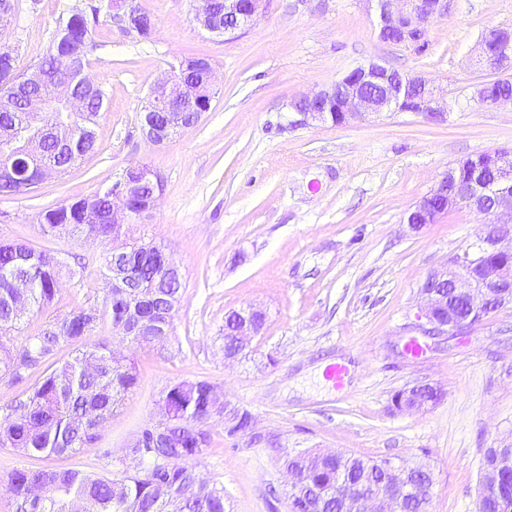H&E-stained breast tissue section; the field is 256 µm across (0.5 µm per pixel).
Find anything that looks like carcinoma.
I'll list each match as a JSON object with an SVG mask.
<instances>
[{
  "label": "carcinoma",
  "instance_id": "obj_1",
  "mask_svg": "<svg viewBox=\"0 0 512 512\" xmlns=\"http://www.w3.org/2000/svg\"><path fill=\"white\" fill-rule=\"evenodd\" d=\"M112 18V0L92 4L89 11L59 19L49 50L40 61L46 68L63 70L74 50L88 57L92 26L100 14ZM45 92L38 85H21L12 102L0 105V129L19 116L24 100ZM84 99L85 110L71 132L74 147L46 136L36 147L35 161L66 173L92 152L96 136L85 133L95 128L107 98L106 87L74 89ZM95 212L100 222L83 224L82 213ZM112 198L95 194L80 198L43 213L44 234L76 235L101 243L120 230L109 223ZM170 256L153 241L137 238L131 266L137 269L132 287L106 296V309L112 329L119 338L137 347H154L168 341L152 335L153 327L173 322L181 284L168 279L164 266ZM63 269L57 254L36 250L23 242L0 243V376L11 384L29 386L22 396L0 409V448L35 456L63 457L76 453L96 437L97 427L107 421L138 383L136 366L128 356L116 353L104 343L88 344L86 339L101 319L94 307L75 308L48 322L28 339L19 353L11 331L31 312L51 304ZM24 274L31 287L22 291L15 278ZM235 312L224 317V351L238 350ZM74 355L60 360L66 348ZM207 381H180L166 392L170 425L166 437H155L149 429L140 432V445L130 449L136 465L117 470L110 476L53 467L36 471H16L0 485L15 505V512H224V487L199 478L193 461L205 454L215 418L211 412ZM252 415L231 409L224 422V433L249 431ZM282 466L298 470L302 482L288 490L289 512H343L336 497V479L343 476L361 485L379 478L376 460L344 453L326 456L305 451L281 459ZM487 512H512V468L501 474V486L491 493Z\"/></svg>",
  "mask_w": 512,
  "mask_h": 512
}]
</instances>
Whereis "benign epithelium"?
Returning <instances> with one entry per match:
<instances>
[{
  "mask_svg": "<svg viewBox=\"0 0 512 512\" xmlns=\"http://www.w3.org/2000/svg\"><path fill=\"white\" fill-rule=\"evenodd\" d=\"M213 0H194L193 10L197 23L209 33L229 42L238 32L252 26L262 14L263 0H222L224 7L218 11L209 3ZM380 37L395 36L399 44L420 42L431 20L448 8L447 0H372ZM137 5L132 0H112V24L126 37L138 31ZM500 41V54L490 55L486 41ZM475 65L494 76L481 84L475 94L476 103L484 109H497L512 105V94L496 92L497 83H508L512 78V39L497 31H489L478 42ZM198 73L208 98H213L216 87V70L207 58L183 59L171 66V76L156 82L150 90L147 104L141 115V128L145 138L154 145H162L186 129L184 113L196 109V99L186 94L185 75ZM391 74L387 67L371 62L349 71L328 88L302 96L292 105L291 124L309 126L314 123L339 122L344 125L355 119L383 112H412L428 121L447 120V92L421 75H399L384 79L381 74ZM28 78L52 85L49 94L30 99L24 111L27 121L19 126L0 131V141L10 148L0 159V171L11 172L15 163L27 156L33 145L47 132L53 130L58 117L64 112H80L83 105L72 92L75 83L89 86L87 67L70 64L68 76L62 78L46 68L35 67ZM494 180L484 184L474 178L471 196L462 199L454 192L455 172L448 169L437 186L408 211L407 224L420 229L434 224L450 207L465 206L483 215L481 229L472 247L483 256L496 258L488 266L481 286H476L470 276L471 254L464 251L452 266L429 272L419 287L423 299L421 316L430 328L427 336H461L470 322L457 316L441 317L448 308V298L468 303L479 314L497 312L512 305V150L497 149L491 155ZM149 184L153 193L135 207L133 198ZM164 181L160 173L149 166L131 165L110 185L104 194L112 197V224H142L150 217L162 195ZM265 313L255 307L239 309V326L236 335L242 348L249 346L251 337L260 333L259 319ZM424 384L418 383L399 392L395 405L403 411H418L425 407L416 396ZM381 468L388 477L383 484L367 489L343 480L336 483V495L353 498L361 512H398L406 493L411 492L425 506L430 505L431 485L409 481L410 467L387 460Z\"/></svg>",
  "mask_w": 512,
  "mask_h": 512,
  "instance_id": "1",
  "label": "benign epithelium"
}]
</instances>
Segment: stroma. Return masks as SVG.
Wrapping results in <instances>:
<instances>
[{
	"label": "stroma",
	"mask_w": 512,
	"mask_h": 512,
	"mask_svg": "<svg viewBox=\"0 0 512 512\" xmlns=\"http://www.w3.org/2000/svg\"><path fill=\"white\" fill-rule=\"evenodd\" d=\"M91 0H14L0 27L15 69L46 54L60 17ZM153 16L151 40L123 36L109 18L93 32L89 69L107 89L93 152L30 191L0 197V240L57 251L67 261L54 302L28 314L15 348L76 307L102 308L110 244L43 234L45 210L88 197L133 163L164 178L156 209L133 234L164 245L183 275L173 334L162 347L129 349L102 318L91 342L129 352L138 384L97 439L63 458L0 449V480L61 465L111 474L132 439L159 422V400L180 381L205 380L248 410L255 432L289 451L316 449L421 465L433 474L430 512H476L486 449L512 444V306L463 338L418 335V287L473 243L483 217L459 207L413 230L408 210L449 166L485 150L512 149V109L473 101L481 80L469 61L479 34L512 30V0H448L422 48L382 41L368 0H266L264 14L231 43L197 24L190 0H139ZM206 57L218 81L200 122L150 144L141 110L151 87L180 57ZM378 62L422 74L448 91V119L409 112L336 126L295 127L289 106L352 69ZM262 308L265 324L244 353L224 357V317ZM348 370L332 386L325 370ZM437 385L441 401L399 411L396 392ZM196 470L224 487L225 512H287L275 454L211 428Z\"/></svg>",
	"instance_id": "stroma-1"
}]
</instances>
